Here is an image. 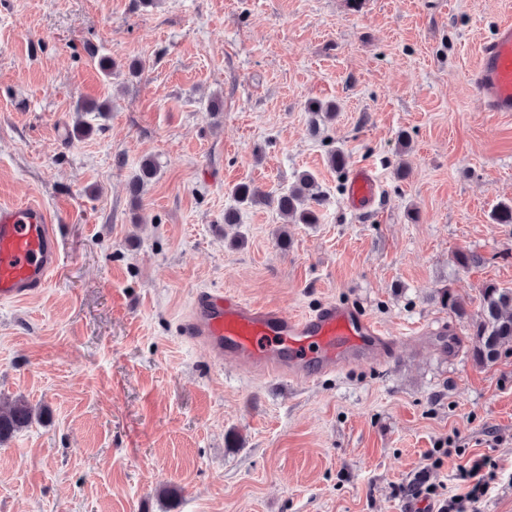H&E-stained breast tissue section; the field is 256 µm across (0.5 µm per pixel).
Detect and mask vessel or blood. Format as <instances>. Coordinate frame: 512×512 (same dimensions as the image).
I'll use <instances>...</instances> for the list:
<instances>
[{
	"label": "vessel or blood",
	"instance_id": "vessel-or-blood-1",
	"mask_svg": "<svg viewBox=\"0 0 512 512\" xmlns=\"http://www.w3.org/2000/svg\"><path fill=\"white\" fill-rule=\"evenodd\" d=\"M482 111L512 112V21L498 23L482 43L470 74ZM348 206L374 208L381 185L373 169L355 168L345 185ZM60 260L58 227L34 203L0 204V301L32 297L46 288ZM184 334L215 362L312 382L354 364L391 357L398 343L357 308L326 300L303 314L258 305L236 293L204 289L192 299Z\"/></svg>",
	"mask_w": 512,
	"mask_h": 512
}]
</instances>
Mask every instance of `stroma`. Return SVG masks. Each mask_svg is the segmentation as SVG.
I'll return each mask as SVG.
<instances>
[{
  "instance_id": "1",
  "label": "stroma",
  "mask_w": 512,
  "mask_h": 512,
  "mask_svg": "<svg viewBox=\"0 0 512 512\" xmlns=\"http://www.w3.org/2000/svg\"><path fill=\"white\" fill-rule=\"evenodd\" d=\"M506 18L512 0H0V204L41 203L61 249L46 288L0 303V398L38 413L0 443V512H406L415 473L459 494L481 455L476 512H512V344L476 366L436 298L474 312L483 283L512 288V113L469 83ZM314 101L338 106L316 134ZM336 149L375 168L373 212L348 207ZM302 171L317 224L232 194ZM204 288L353 305L400 348L310 383L247 376L182 334ZM447 440L461 455L431 467Z\"/></svg>"
}]
</instances>
